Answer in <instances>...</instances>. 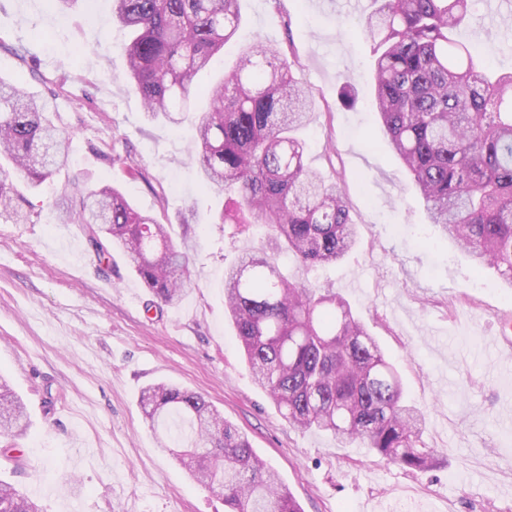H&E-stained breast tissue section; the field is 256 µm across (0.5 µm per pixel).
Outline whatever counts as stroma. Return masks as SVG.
I'll list each match as a JSON object with an SVG mask.
<instances>
[{
	"label": "stroma",
	"instance_id": "1",
	"mask_svg": "<svg viewBox=\"0 0 512 512\" xmlns=\"http://www.w3.org/2000/svg\"><path fill=\"white\" fill-rule=\"evenodd\" d=\"M372 0H240L241 24L193 80L189 113L148 119L124 77L112 0L56 13L46 0H0V78L52 106L70 134L69 168L40 188L15 178L26 224L0 221V374L27 405L23 437L0 438V479L42 512H224L191 481L150 427L143 388L170 382L203 394L274 468L303 512H512V356L492 345L512 322V286L479 273L428 223L373 109V44L361 22ZM455 37L484 64L512 70V26L474 0ZM293 46L295 76L315 100L300 132L310 166L347 187L360 228L342 261L311 273L336 289L398 368L404 400L424 412L435 467L409 471L360 444L289 425L253 381L224 311V269L265 231L232 237L213 215L193 163V113L254 40ZM351 84L353 104L339 91ZM132 158L128 171L123 158ZM108 182L190 245L176 304L154 303L120 250L90 252L80 225L52 206L76 180Z\"/></svg>",
	"mask_w": 512,
	"mask_h": 512
}]
</instances>
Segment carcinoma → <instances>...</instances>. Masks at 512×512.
<instances>
[{"instance_id":"cac0c4a2","label":"carcinoma","mask_w":512,"mask_h":512,"mask_svg":"<svg viewBox=\"0 0 512 512\" xmlns=\"http://www.w3.org/2000/svg\"><path fill=\"white\" fill-rule=\"evenodd\" d=\"M472 0H376L363 21L374 43V102L380 124L423 198L428 220L456 240L478 269L512 286V72L491 78L454 32ZM113 19L132 30L126 78L153 117L183 111L194 76L237 32L239 0H113ZM202 94L195 159L205 189L235 209L218 215L233 235L266 225L260 251L224 270V303L254 383L302 429L360 441L402 468L425 470L435 450L421 442L423 413L404 402L400 377L351 307L308 274L357 243L344 183L304 159L298 131L313 98L277 46L244 47L223 80ZM46 103L0 79V162L38 187L70 163L69 136ZM54 219L81 224L97 257L117 246L157 302L174 304L189 277L187 253L169 225L135 210L110 184L76 187ZM22 224L9 171L0 165V219ZM291 254L302 277L279 265ZM145 417L176 414L193 437L167 435L190 477L224 496V512H302L248 439L202 395L158 383L142 391ZM29 426L26 406L0 377V436ZM0 512H41L0 481Z\"/></svg>"}]
</instances>
